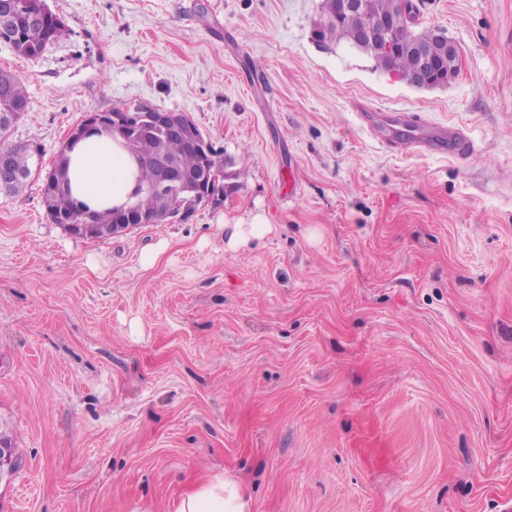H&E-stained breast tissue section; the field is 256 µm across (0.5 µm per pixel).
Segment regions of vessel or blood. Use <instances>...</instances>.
<instances>
[{
  "label": "vessel or blood",
  "instance_id": "vessel-or-blood-1",
  "mask_svg": "<svg viewBox=\"0 0 512 512\" xmlns=\"http://www.w3.org/2000/svg\"><path fill=\"white\" fill-rule=\"evenodd\" d=\"M388 144L401 146L410 153L449 151L460 159L472 157L476 143L460 128L454 126L431 127L420 118L403 112L386 114L383 125Z\"/></svg>",
  "mask_w": 512,
  "mask_h": 512
}]
</instances>
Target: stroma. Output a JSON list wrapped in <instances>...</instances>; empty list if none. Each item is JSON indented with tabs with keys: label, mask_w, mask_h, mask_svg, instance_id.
<instances>
[{
	"label": "stroma",
	"mask_w": 512,
	"mask_h": 512,
	"mask_svg": "<svg viewBox=\"0 0 512 512\" xmlns=\"http://www.w3.org/2000/svg\"><path fill=\"white\" fill-rule=\"evenodd\" d=\"M0 45L51 168L120 108L186 113L232 160L221 204L104 240L0 195V512H172L203 478L247 512H502L512 502V0H416L460 49L416 89L339 43L321 0H45ZM454 124L466 161L360 120ZM274 230L238 251L225 227ZM160 249L158 260L144 256ZM44 0H0V43L10 45L28 59L39 57L60 36H54L53 19L43 12Z\"/></svg>",
	"instance_id": "1"
}]
</instances>
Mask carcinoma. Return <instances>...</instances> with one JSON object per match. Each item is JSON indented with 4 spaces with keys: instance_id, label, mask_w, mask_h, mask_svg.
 <instances>
[{
    "instance_id": "cac0c4a2",
    "label": "carcinoma",
    "mask_w": 512,
    "mask_h": 512,
    "mask_svg": "<svg viewBox=\"0 0 512 512\" xmlns=\"http://www.w3.org/2000/svg\"><path fill=\"white\" fill-rule=\"evenodd\" d=\"M45 0H0V14L6 16L0 21V43L7 44L20 56L35 59L45 48L57 40L53 32V19L43 12ZM409 20L402 22L395 32V38L405 46L414 41H431L435 33L416 29L417 8L413 0H408ZM315 42L326 45L345 42L353 45L358 39V27L353 18L339 16V0H321L318 19L314 23ZM376 67L392 69L398 73H408L414 68L413 54L405 50L385 59L366 49ZM28 95L23 81L15 74L0 70V113L15 112L22 118L28 111ZM112 113L124 116L126 132L122 136L126 148L141 158V172L138 188L131 205L135 207L136 223L168 224L187 220L201 205L203 192L224 191V168L227 158L224 150L215 147L194 121H189L190 130L186 137H172L159 131H145L136 141L131 138L136 133L137 117L140 110L114 109ZM15 121L0 120V151L11 154L12 164L8 172L0 174V194L16 195L28 187L31 168L40 164L42 146L36 142L10 144L9 132ZM162 152L176 160L184 171L183 180L169 185L163 190L148 188L150 178V153ZM41 201L45 212L53 224L65 227L70 234L79 232L71 229L73 224H83L87 232L82 237L90 240L110 239L115 235L112 225L117 223L114 211L90 212L86 205L75 199L70 192L68 178V157L60 152L41 185Z\"/></svg>"
}]
</instances>
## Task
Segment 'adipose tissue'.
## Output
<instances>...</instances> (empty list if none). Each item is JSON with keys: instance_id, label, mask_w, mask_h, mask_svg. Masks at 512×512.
Masks as SVG:
<instances>
[{"instance_id": "ef3b65f1", "label": "adipose tissue", "mask_w": 512, "mask_h": 512, "mask_svg": "<svg viewBox=\"0 0 512 512\" xmlns=\"http://www.w3.org/2000/svg\"><path fill=\"white\" fill-rule=\"evenodd\" d=\"M70 189L90 209L127 204L139 179V166L120 139L93 134L68 150ZM173 512H246L236 489L217 476L185 493Z\"/></svg>"}]
</instances>
